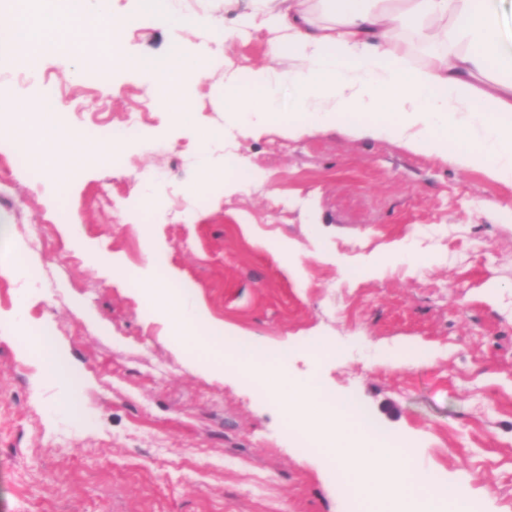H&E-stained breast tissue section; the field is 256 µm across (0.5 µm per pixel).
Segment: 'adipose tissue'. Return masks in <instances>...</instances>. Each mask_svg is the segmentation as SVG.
<instances>
[{
    "instance_id": "ef3b65f1",
    "label": "adipose tissue",
    "mask_w": 512,
    "mask_h": 512,
    "mask_svg": "<svg viewBox=\"0 0 512 512\" xmlns=\"http://www.w3.org/2000/svg\"><path fill=\"white\" fill-rule=\"evenodd\" d=\"M138 12L166 26L172 40L152 63L114 49L115 72L143 71L150 77L156 107L181 120L191 107L195 85L223 65L202 43L183 31L202 21L177 12L173 0H138ZM501 0H251L249 12L224 28L231 43L253 31H266L268 62L244 66L224 79L215 104L226 117L250 122L276 118L273 94L293 86L297 116L288 134L348 125L366 135H386L413 148L451 151L461 168H479L495 179L512 176V25ZM110 0H66L67 34L52 20L32 26L19 16L16 31L28 65L38 69L44 56L91 60L82 49L80 24L88 16L110 22ZM429 45L425 66L408 57ZM290 58L292 68L276 62ZM52 102L40 92L0 95V115L11 118L28 153L46 175L62 156L73 155L67 136L51 118Z\"/></svg>"
}]
</instances>
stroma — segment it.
Returning a JSON list of instances; mask_svg holds the SVG:
<instances>
[{
    "mask_svg": "<svg viewBox=\"0 0 512 512\" xmlns=\"http://www.w3.org/2000/svg\"><path fill=\"white\" fill-rule=\"evenodd\" d=\"M248 7L180 0L206 20L187 39L237 66L265 61L267 32L224 42L225 21ZM111 9L126 22V54L166 51L167 28L134 19L135 0ZM10 16L0 9V94L19 83ZM29 83L52 85L88 141L131 113L151 137L120 160L87 150L78 169L35 178L0 125V277L45 268L42 284L0 288V512H350L334 470L302 453L278 403L182 355L139 288L148 275L182 289L210 323L267 353L287 349L292 375L359 405L439 482L468 485L480 512H512V179L348 127L287 135L295 107L284 87L276 122L226 124L214 107L220 70L180 123L155 108L139 72L98 85L54 57ZM204 155L245 160L247 189L228 196L223 181L200 179ZM70 224L93 252L69 245ZM402 240L428 264L366 272L369 256ZM98 252L119 267L105 272ZM35 326L57 343L65 377L45 378L22 343ZM316 338L339 354L312 356ZM406 343L434 362L379 363Z\"/></svg>",
    "mask_w": 512,
    "mask_h": 512,
    "instance_id": "stroma-1",
    "label": "stroma"
}]
</instances>
